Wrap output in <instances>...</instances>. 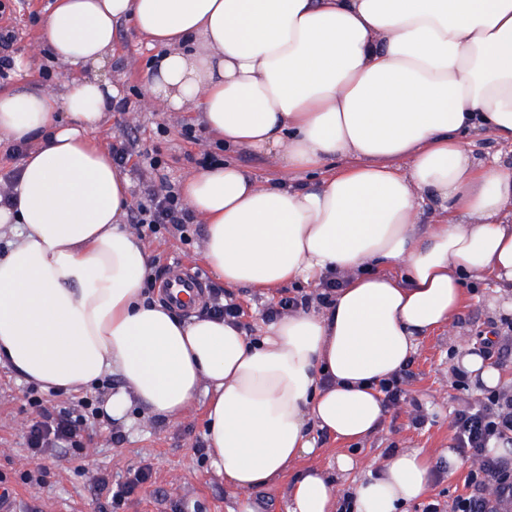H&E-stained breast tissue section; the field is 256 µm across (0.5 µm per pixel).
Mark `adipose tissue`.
Masks as SVG:
<instances>
[{
	"label": "adipose tissue",
	"mask_w": 512,
	"mask_h": 512,
	"mask_svg": "<svg viewBox=\"0 0 512 512\" xmlns=\"http://www.w3.org/2000/svg\"><path fill=\"white\" fill-rule=\"evenodd\" d=\"M133 22L162 43L148 94L198 113L226 150L254 149L317 186L258 182L233 160L189 176L203 255L228 287L341 282L329 306L260 339L181 318L143 293L145 246L126 224L128 181L92 134L117 92L100 77ZM42 39L87 78L0 93V136L26 144L0 230V358L69 392L118 374L104 410L170 419L210 395V463L256 512L253 489L315 450L312 430L363 440L384 415L375 386L420 336L452 327L466 278L512 296V0H57ZM433 460L386 459L355 484V512H399ZM339 488L308 470L288 512H334Z\"/></svg>",
	"instance_id": "ef3b65f1"
}]
</instances>
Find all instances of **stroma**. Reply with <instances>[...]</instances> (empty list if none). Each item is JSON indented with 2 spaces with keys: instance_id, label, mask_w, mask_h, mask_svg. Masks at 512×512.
Wrapping results in <instances>:
<instances>
[{
  "instance_id": "1",
  "label": "stroma",
  "mask_w": 512,
  "mask_h": 512,
  "mask_svg": "<svg viewBox=\"0 0 512 512\" xmlns=\"http://www.w3.org/2000/svg\"><path fill=\"white\" fill-rule=\"evenodd\" d=\"M55 0H0V23L15 32L12 50L28 58L21 74L0 82V93L60 84L82 77V70L50 62L46 52L32 53L40 37L43 21ZM161 45L149 44L129 23L122 24L113 40L112 63L105 76L118 89L124 105L110 115L109 125L97 131L95 140L110 146L114 135L130 128L144 158L159 159L166 183L180 188L183 179L199 172V159L224 157L203 124L191 112H157L143 108L147 82L153 63L162 54ZM49 70L50 80L40 79V70ZM193 141H186L185 131ZM204 231L196 229L189 242L169 234L147 238L150 257L162 262L181 261L186 268L204 267ZM494 290L485 282L467 291V299L452 327L419 338L412 357L414 378L406 386L425 417L422 426H411L407 411L387 412L380 427L365 440L346 443L324 431H314L316 451L302 457L272 483L255 489L251 497L258 512H287L293 482L305 470L326 471L338 484L350 487L362 478L376 460L397 452L417 449L434 458L429 490L423 500L407 506L406 512H422L425 504L438 502L442 512H452L458 495L464 494L467 465L449 469L440 454L453 442L450 422L459 404L475 401L485 387L477 377L458 378L456 350L472 345L477 337L499 328L504 314L491 307ZM29 385L6 364L0 363V481L8 485L18 505L17 512H101L105 503L94 484L95 477L124 481L146 468L150 479L140 485L122 512H235L237 495L196 449L206 432L207 396H199L177 419L160 421L142 415L131 406L124 418L97 416L96 435L80 455L59 448L37 458L27 449L28 427L36 413L27 402ZM120 430L121 444H112L110 435ZM355 462L353 470L337 467L339 456ZM44 479L33 482L32 477Z\"/></svg>"
}]
</instances>
